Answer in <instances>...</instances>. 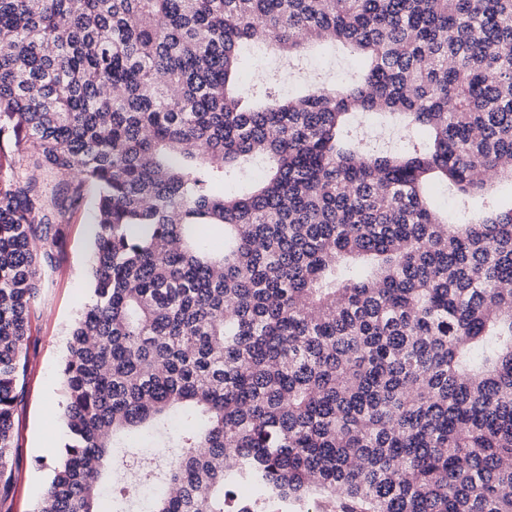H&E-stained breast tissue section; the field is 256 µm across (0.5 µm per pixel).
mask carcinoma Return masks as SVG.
I'll list each match as a JSON object with an SVG mask.
<instances>
[{
  "mask_svg": "<svg viewBox=\"0 0 512 512\" xmlns=\"http://www.w3.org/2000/svg\"><path fill=\"white\" fill-rule=\"evenodd\" d=\"M322 42L364 73L237 83L245 44ZM12 146L69 195L0 163L1 492L59 218L91 182L35 512H128L113 449L143 433L179 449L152 512H247L241 486L252 512H512V206L467 211L512 183V0H0Z\"/></svg>",
  "mask_w": 512,
  "mask_h": 512,
  "instance_id": "1",
  "label": "carcinoma"
}]
</instances>
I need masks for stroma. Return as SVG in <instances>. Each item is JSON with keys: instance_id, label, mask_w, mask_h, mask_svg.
Listing matches in <instances>:
<instances>
[{"instance_id": "1", "label": "stroma", "mask_w": 512, "mask_h": 512, "mask_svg": "<svg viewBox=\"0 0 512 512\" xmlns=\"http://www.w3.org/2000/svg\"><path fill=\"white\" fill-rule=\"evenodd\" d=\"M357 65V60L344 50L320 47L298 57L291 67L269 48L255 51L242 62L239 80L249 87L277 72L290 75L292 85L297 87L318 77L343 79ZM93 202V191H86L83 204L66 214L63 262L35 303L29 345L31 365L13 428L12 462L19 479L0 504V512H34L59 455L65 434L59 371L71 326L90 296Z\"/></svg>"}]
</instances>
